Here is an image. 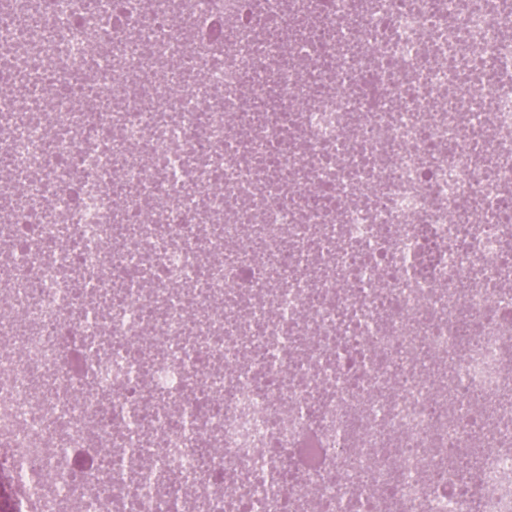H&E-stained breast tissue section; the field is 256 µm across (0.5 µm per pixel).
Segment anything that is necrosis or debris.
<instances>
[{
  "mask_svg": "<svg viewBox=\"0 0 512 512\" xmlns=\"http://www.w3.org/2000/svg\"><path fill=\"white\" fill-rule=\"evenodd\" d=\"M4 78L20 512H512L432 467L512 439V0H7Z\"/></svg>",
  "mask_w": 512,
  "mask_h": 512,
  "instance_id": "1",
  "label": "necrosis or debris"
}]
</instances>
